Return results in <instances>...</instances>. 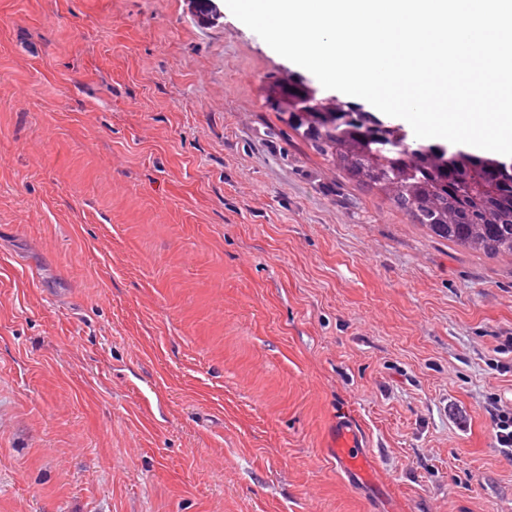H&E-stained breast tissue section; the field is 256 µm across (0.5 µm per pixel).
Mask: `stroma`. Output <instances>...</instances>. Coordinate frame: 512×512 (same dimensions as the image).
<instances>
[{
    "instance_id": "stroma-1",
    "label": "stroma",
    "mask_w": 512,
    "mask_h": 512,
    "mask_svg": "<svg viewBox=\"0 0 512 512\" xmlns=\"http://www.w3.org/2000/svg\"><path fill=\"white\" fill-rule=\"evenodd\" d=\"M214 2L0 0V512H512V257L345 179ZM487 412L493 424L497 445L499 448L512 450V408L492 406ZM336 425L328 448V454L336 462V467L368 476L365 450L357 425L347 417L337 419Z\"/></svg>"
}]
</instances>
